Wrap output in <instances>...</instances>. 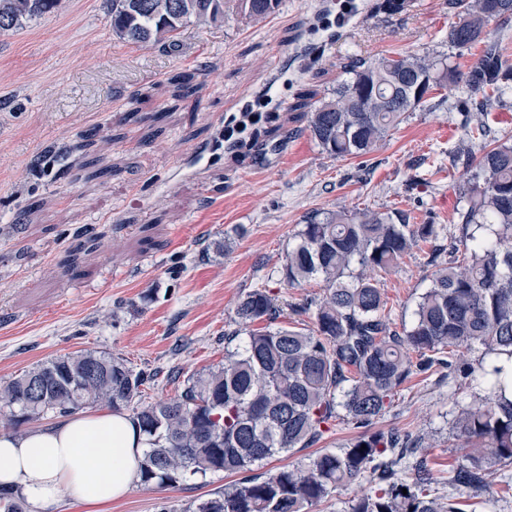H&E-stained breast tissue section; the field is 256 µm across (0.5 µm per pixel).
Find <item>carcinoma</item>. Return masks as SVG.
I'll use <instances>...</instances> for the list:
<instances>
[{"mask_svg":"<svg viewBox=\"0 0 512 512\" xmlns=\"http://www.w3.org/2000/svg\"><path fill=\"white\" fill-rule=\"evenodd\" d=\"M112 32L120 39L163 51L177 47L190 21L218 23L236 14L263 21L280 0H108ZM61 0H0V32L51 13ZM462 8L448 30L456 49L483 44L470 70L460 73L448 57L395 54L358 59L352 77L308 117L317 144L336 159L365 157L424 103L436 87L464 84L475 95V117L466 139L480 147L465 163L469 172L461 233L448 246V260L435 264L431 285L419 297L410 325L396 330L385 313L379 273L393 270L413 248L437 240L439 224H413L402 209L320 212L288 245L282 277L291 287L311 280L323 294L299 307L314 328L273 327L280 315L267 288L240 298L236 314L244 330L224 334V364L193 374L173 396L141 405L152 376L110 353L80 350L38 363L0 385V423L23 426L89 407L130 408L146 436L142 483L170 487L218 472L244 474L236 483L192 502L184 512H308L337 490L369 473L373 486L351 500L348 512H476L470 499L493 498L487 476L512 465V401L502 397L512 376L489 359L512 355V145L488 147L484 112L509 89L512 63L486 23L512 24V0H448ZM256 322L267 326L251 328ZM479 345L476 363L464 352ZM418 353L416 362L410 352ZM461 372L483 393L456 402L453 421L466 453L449 471L459 492L443 502L430 494L432 474L412 466V482L397 477L409 458L411 440L392 431H370L414 372L435 365ZM41 385L37 396L28 386ZM362 429L338 450L325 449L306 463L253 473L269 458L308 448L330 430L339 411ZM407 493H402V489ZM23 499L0 488V512H23Z\"/></svg>","mask_w":512,"mask_h":512,"instance_id":"obj_1","label":"carcinoma"}]
</instances>
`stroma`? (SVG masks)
I'll return each instance as SVG.
<instances>
[{"label":"stroma","instance_id":"1","mask_svg":"<svg viewBox=\"0 0 512 512\" xmlns=\"http://www.w3.org/2000/svg\"><path fill=\"white\" fill-rule=\"evenodd\" d=\"M378 0H281L270 18L186 25L175 51L120 40L107 0L0 33V384L49 358L91 349L156 379L149 404L221 365L237 302L278 299V325L311 329L298 308L320 282L281 278L306 216L339 207L409 210L459 235L454 163L467 150L462 87L432 92L376 152L336 159L312 138L305 109L331 97L353 59L395 52L448 56L466 71L481 45L457 51L448 0H409L390 17ZM257 120L242 124L243 113ZM236 126L234 142L224 129ZM429 250L413 249L381 286L393 327L410 323L431 284ZM461 380L434 366L411 375L375 429L425 439L430 491H456L453 396ZM338 417L318 444L264 462L274 470L357 436ZM224 473L138 486L110 512H184L231 483Z\"/></svg>","mask_w":512,"mask_h":512}]
</instances>
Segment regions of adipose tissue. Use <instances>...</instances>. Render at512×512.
<instances>
[{
    "label": "adipose tissue",
    "instance_id": "adipose-tissue-1",
    "mask_svg": "<svg viewBox=\"0 0 512 512\" xmlns=\"http://www.w3.org/2000/svg\"><path fill=\"white\" fill-rule=\"evenodd\" d=\"M146 437L130 416L109 409L68 416L17 436L0 432V484L13 488L31 512L62 498L106 512L141 482Z\"/></svg>",
    "mask_w": 512,
    "mask_h": 512
}]
</instances>
